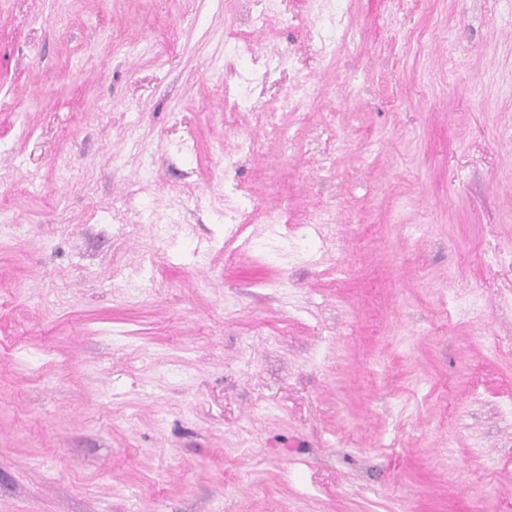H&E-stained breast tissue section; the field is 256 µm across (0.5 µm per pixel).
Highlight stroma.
Wrapping results in <instances>:
<instances>
[{
	"instance_id": "1",
	"label": "stroma",
	"mask_w": 512,
	"mask_h": 512,
	"mask_svg": "<svg viewBox=\"0 0 512 512\" xmlns=\"http://www.w3.org/2000/svg\"><path fill=\"white\" fill-rule=\"evenodd\" d=\"M0 512H512V0H0Z\"/></svg>"
}]
</instances>
